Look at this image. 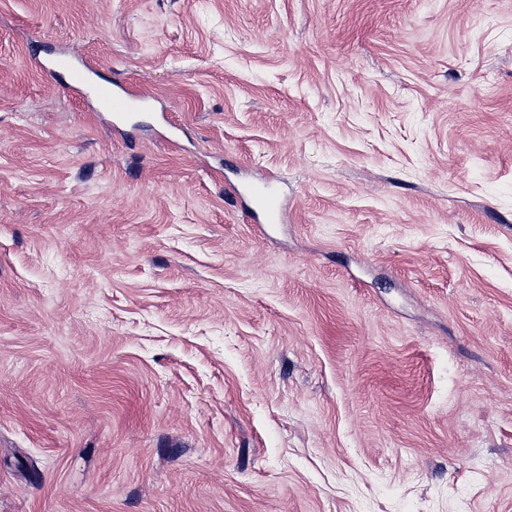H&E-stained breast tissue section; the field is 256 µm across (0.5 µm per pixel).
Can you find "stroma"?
Wrapping results in <instances>:
<instances>
[{
    "label": "stroma",
    "mask_w": 512,
    "mask_h": 512,
    "mask_svg": "<svg viewBox=\"0 0 512 512\" xmlns=\"http://www.w3.org/2000/svg\"><path fill=\"white\" fill-rule=\"evenodd\" d=\"M0 512H512V0H0ZM51 68L63 79L67 89L74 92L88 89L91 81L90 69L85 64L77 66L67 54L60 53L52 60ZM116 88H120L117 83L100 82L94 85L93 92L107 110L113 112V118L120 120L126 116L132 105L133 98L123 91H118Z\"/></svg>",
    "instance_id": "obj_1"
}]
</instances>
